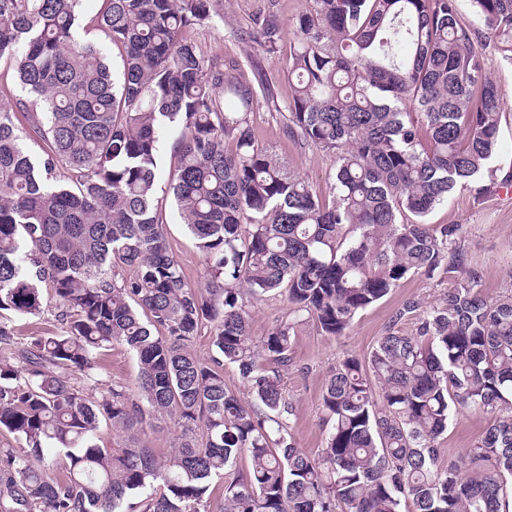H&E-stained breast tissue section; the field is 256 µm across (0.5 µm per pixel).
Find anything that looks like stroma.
I'll list each match as a JSON object with an SVG mask.
<instances>
[{
	"instance_id": "obj_1",
	"label": "stroma",
	"mask_w": 512,
	"mask_h": 512,
	"mask_svg": "<svg viewBox=\"0 0 512 512\" xmlns=\"http://www.w3.org/2000/svg\"><path fill=\"white\" fill-rule=\"evenodd\" d=\"M309 0H214L213 18L194 29L192 39L201 53L210 59L235 57L242 61V76L250 82L261 81L278 102H287L291 85L286 75V53L266 52L257 40L249 38L251 18L273 11L289 21L307 10ZM478 49L487 75L499 86L504 106L501 144L496 165L512 169V64L506 62L497 43L481 38ZM256 142L280 161L285 173L309 179L321 193H328L336 172V158L314 147H303L283 131L278 114L270 111L265 97H257L250 113ZM165 231L171 250L186 281L203 286L206 261L174 205L166 207ZM434 224H459L463 227L461 246L481 278L478 292L494 299L512 290V196L500 193L476 198L473 187H459L446 205L430 216ZM453 280L440 274H415L402 280L389 295L360 313L345 335L328 336L310 322L297 327L292 352L294 365L284 381L285 396L292 403L295 417L292 436L298 448L311 455L325 446L327 428L321 412V396L331 372L344 358H364L390 324L400 332L414 333L417 319L395 321L402 304L411 300L421 307L437 304ZM288 318V304L283 297L267 295L251 307L250 334L253 340ZM491 418L466 410L452 416L448 432L440 442L441 457L456 459L485 434Z\"/></svg>"
}]
</instances>
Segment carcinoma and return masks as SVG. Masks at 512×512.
Wrapping results in <instances>:
<instances>
[{
	"label": "carcinoma",
	"mask_w": 512,
	"mask_h": 512,
	"mask_svg": "<svg viewBox=\"0 0 512 512\" xmlns=\"http://www.w3.org/2000/svg\"><path fill=\"white\" fill-rule=\"evenodd\" d=\"M0 0V59L22 96L0 105V512H501L512 480V290L494 300L460 250V224L429 215L459 185L512 184L492 166L503 101L457 0H311L289 25L253 16L260 45L289 44L281 105L242 62L205 58L188 33L213 0ZM512 64V0H470ZM101 31L122 62L77 29ZM264 95L285 134L336 156L331 199L285 175L255 143ZM180 127L172 197L207 264L190 285L164 232L155 169ZM40 141L41 153L29 142ZM456 281L390 328L367 364L340 362L321 408L317 455L291 434L283 393L295 329L342 336L409 275ZM284 293L289 320L255 343L250 305ZM57 309V330L20 338L3 312ZM216 322L211 355L191 351ZM115 345L137 358L136 395L95 377ZM246 380V403L224 365ZM75 373L98 397L75 388ZM494 417L483 438L441 461L452 415ZM180 430L158 452L147 433ZM122 435L100 443L101 425ZM247 460L246 470L238 462Z\"/></svg>",
	"instance_id": "1"
}]
</instances>
